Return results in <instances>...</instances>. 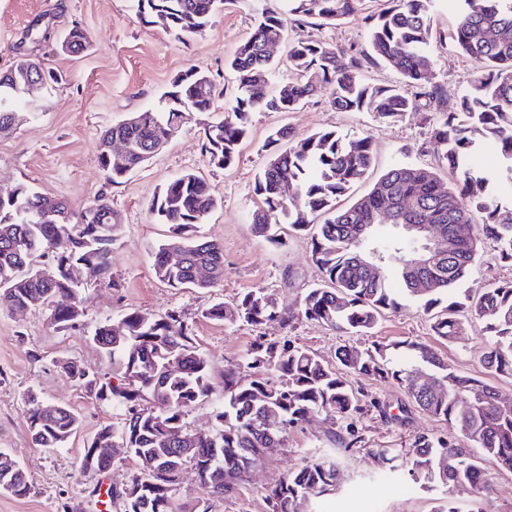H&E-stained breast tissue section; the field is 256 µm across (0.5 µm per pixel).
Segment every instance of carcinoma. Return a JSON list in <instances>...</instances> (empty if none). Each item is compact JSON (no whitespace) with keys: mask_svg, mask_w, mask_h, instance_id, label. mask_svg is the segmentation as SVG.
<instances>
[{"mask_svg":"<svg viewBox=\"0 0 512 512\" xmlns=\"http://www.w3.org/2000/svg\"><path fill=\"white\" fill-rule=\"evenodd\" d=\"M287 15L263 12L253 32L237 48L226 67L235 74L236 93L221 120L205 128L204 148L212 163L228 169L237 159L247 137L250 114L256 111L293 112L307 99L329 89L330 105L341 112H368L379 120L397 121L417 110L425 99L442 106L447 87L431 81L434 60L430 13L434 0H394L395 5L369 23L367 37L372 52L333 48L308 40L288 44V81L277 83L261 99L252 88L267 85L279 63L266 54L265 46L282 39L287 21L301 26L309 19L324 24L355 12L361 0H287ZM458 22L452 40L476 65L471 90L459 98L460 113L439 112L432 131L434 153L455 177L446 187L431 169L397 163L384 172L365 195L344 208L336 199L346 195L354 182L373 166L367 137L317 131L295 138L291 128L272 131L265 143L268 160L258 173L254 191L260 199L251 216L254 232L273 244L284 241L282 224L304 231L320 218L312 235L311 260L321 272V284L309 290L301 315L338 332L366 333L388 310L401 306L400 299L418 302L431 317V330L445 341L456 336L459 318L470 315L484 324L490 337L481 361L491 373L512 376V281L490 283L477 295L441 306L442 297L457 289L479 256L481 237L498 244L500 256L512 260V218L501 217L500 206L488 187L512 183V0H454ZM224 0H134L140 19L150 25L165 19L163 27L179 36L202 33ZM64 53L86 51L88 39L79 26L65 34ZM387 64L401 77L398 86L370 84L366 72L373 64ZM33 66L42 70L46 87L57 75L38 58L22 56L0 74V133L14 125L18 110L28 98L12 90L10 72ZM177 94L189 111L135 112L107 128L98 145V159L107 180L120 184L134 170L154 157L161 139L190 121L191 113L211 111L216 97L213 80L189 68L178 74L163 93ZM125 143L120 162L107 160L109 140ZM288 149L281 150L282 143ZM494 144L504 165L485 171L470 165L474 151ZM43 194L24 183L0 186V310L49 309L59 329L76 325L81 316L72 313L80 288L69 268L84 279H112V243L117 223L103 217L112 204L99 196L67 224L41 223L35 208ZM389 198L396 206L390 223L377 235L376 245L385 258L380 277L365 275L352 262L358 249L357 226L379 221L380 206ZM220 204L207 183L193 172L170 180L154 197L151 211L159 223L170 226L171 235L154 252L155 277L173 288H213L224 278L221 243L197 235V224ZM480 218L473 234L461 238L451 262L429 273L435 287L423 288L416 276L405 271L404 257L412 243L401 239L395 224H432L445 231L454 224ZM178 246L181 266L171 270L167 253ZM210 271L206 279L198 270ZM204 317L217 322L288 325L290 316L265 290L252 289L231 303L217 302ZM112 333L111 325L96 328L93 341L112 360L118 384L104 382L94 372L70 361L60 365L65 375L96 399L120 410V421L102 426L85 445L81 468L102 472L112 456L90 458V449L130 448L140 465L132 483L112 490L121 512H177L175 492L183 466L191 464L200 488L209 496L234 492L224 481L243 477L260 465L268 448H284L290 432L322 416L344 430H330L326 438L350 448L361 441L356 422L368 402L352 385L350 375L380 378L397 385L427 415L456 426L462 439L433 433L413 436L410 449L375 448L371 456L382 471L399 472L414 485L448 498L452 489L469 485L480 500L492 493L483 477L482 462L512 472V407L500 405L499 391L479 379L450 370L428 344L405 341L375 343L360 350L344 345L336 358L340 372L315 353L288 340L259 337L247 350L243 369L230 368L222 382L211 377L206 357L197 349L191 330L174 313L145 318L126 313ZM404 349L402 362L393 352ZM436 378L440 389L425 393L416 384L419 373ZM221 390L224 402L216 408L211 434L187 432L184 419L197 402ZM25 419L33 442L47 449L66 447L80 427L69 406L47 403L35 396L26 400ZM481 449L474 457L469 449ZM443 455L457 459L446 471L439 468ZM334 449L327 448L267 490L271 512H316L315 499L338 490ZM0 489L15 497L30 493L23 471Z\"/></svg>","mask_w":512,"mask_h":512,"instance_id":"cac0c4a2","label":"carcinoma"}]
</instances>
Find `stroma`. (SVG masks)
<instances>
[{"mask_svg":"<svg viewBox=\"0 0 512 512\" xmlns=\"http://www.w3.org/2000/svg\"><path fill=\"white\" fill-rule=\"evenodd\" d=\"M388 5V0H364L361 10L334 24L292 25L285 37L364 49L368 46L367 16ZM286 9V0H231L215 11L202 34L180 40L162 27L142 23L132 0H0V72L13 65L27 27L39 21L50 31L39 56L59 76L26 121L10 135L0 136V185L27 183L66 200L76 211L103 194L121 220L112 244L113 283L84 285L83 316L75 327L56 328L45 311L0 312V451L15 458L32 483L31 492L22 498L0 492V512H62L66 503L73 512H120L119 503H103L101 493L137 476L136 459L120 450L108 471H86L80 466L87 440L119 415L110 403L97 401L66 379L58 363L74 361L100 377H111L112 364L92 336L98 325L116 322L132 310L149 315L177 312L191 329L217 382L227 368L243 359L259 336L289 338L330 362L337 347L347 341L364 348L375 341L416 340L431 345L454 372L486 379L481 363L486 336L476 320L462 319L456 338L446 342L433 334L429 316L412 301L387 313L370 333L348 339L300 317L303 298L320 281L310 256V231L286 232L282 244L274 245L250 229V215L258 201L255 177L267 159L263 144L274 128L290 126L300 137L319 130L369 137L375 167L354 184L352 194L360 197L395 163L437 167L430 144L437 118L433 109L423 106L390 123L365 112L336 111L323 95L294 112L252 113L249 135L231 168L217 167L205 152V125L217 120L235 94L236 83L225 67L226 60L249 36L261 12ZM457 15L448 0H436L432 26L442 40L434 45V79L448 88L445 109L449 112L456 111L458 93L469 90L476 77L475 65L450 37ZM76 24L85 29L89 45L83 54L70 56L61 51L60 42ZM191 67L214 81L213 111L195 113L148 164L123 183L110 184L98 160L101 133L130 113L156 108L172 79ZM185 172L201 176L221 201L198 226L201 235L218 240L224 248V279L208 289L170 287L158 281L152 270L153 252L169 228L157 223L150 212L151 201L167 181ZM481 247L460 291L475 293L493 280H512V261L501 259L490 239H483ZM254 288L265 289L279 307L294 313L292 323L255 327L204 318V310L212 304L233 300ZM352 383L384 409L360 417L361 446L337 451L340 488L322 501L320 512H437L436 493L374 477L375 465L368 451L409 447L413 436L423 431L456 439L459 430L412 406L396 385L357 376ZM31 394L75 410L80 429L67 447L48 451L33 445L24 414ZM403 408L409 416L400 422L396 416ZM327 426V421L316 417L294 429L287 447L252 469L234 494L224 498H205L192 469H184L177 487L183 512H195L204 499L211 512H269L267 489L316 449L326 447Z\"/></svg>","mask_w":512,"mask_h":512,"instance_id":"stroma-1","label":"stroma"}]
</instances>
